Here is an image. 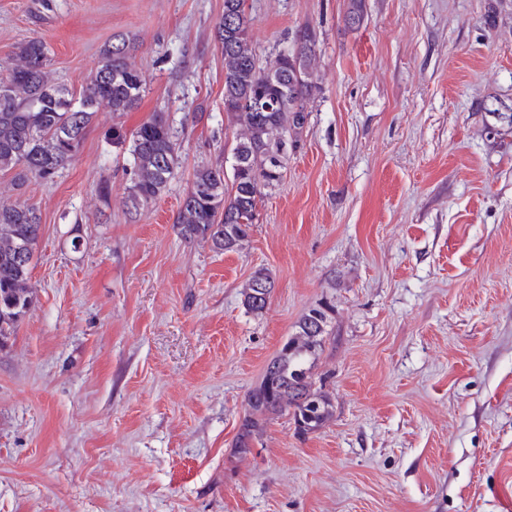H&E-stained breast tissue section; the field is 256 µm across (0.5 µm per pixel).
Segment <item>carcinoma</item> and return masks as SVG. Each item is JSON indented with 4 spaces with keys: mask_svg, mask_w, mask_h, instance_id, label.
Instances as JSON below:
<instances>
[{
    "mask_svg": "<svg viewBox=\"0 0 512 512\" xmlns=\"http://www.w3.org/2000/svg\"><path fill=\"white\" fill-rule=\"evenodd\" d=\"M347 25L364 23V0H349ZM254 17L244 0H224L216 28L224 55V112L242 127L231 148L235 164L226 181L221 167L199 165L180 206L177 224L187 239L211 243L219 251L243 245L255 223L261 190L280 184L288 149L298 142L309 112L307 102L320 90L314 79L316 35L299 29L293 46L278 53L282 72L266 74L252 36ZM130 42L106 47L90 84L79 97L50 78L49 51L39 38L23 41L19 63L0 78V172L14 173V185L53 177L77 153L85 131L99 111L129 112L145 93L141 72L129 61ZM113 146L129 155L132 166L128 203L135 210L158 199L178 165L176 134L157 112L134 133L117 123L108 132ZM40 235V215L26 203H0V348L31 303L32 260ZM274 282L264 268L255 270L244 289L243 304L252 314L266 308ZM330 308L318 305L298 322L279 354L250 391L251 412L242 419L235 448L243 457L272 416L292 410L296 430L315 432L333 416V394L312 370L327 341Z\"/></svg>",
    "mask_w": 512,
    "mask_h": 512,
    "instance_id": "1",
    "label": "carcinoma"
}]
</instances>
